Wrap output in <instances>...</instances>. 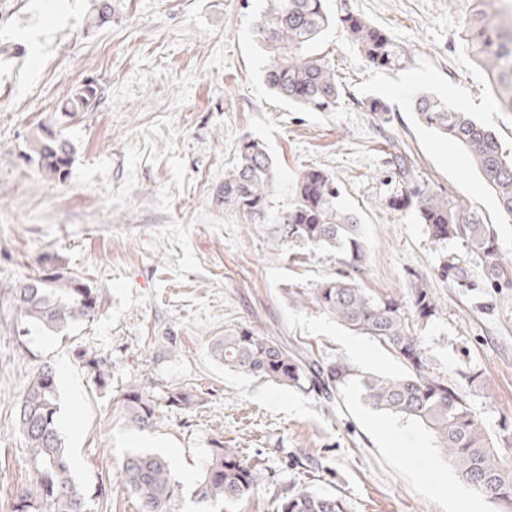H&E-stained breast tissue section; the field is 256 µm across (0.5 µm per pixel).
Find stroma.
Wrapping results in <instances>:
<instances>
[{"mask_svg": "<svg viewBox=\"0 0 512 512\" xmlns=\"http://www.w3.org/2000/svg\"><path fill=\"white\" fill-rule=\"evenodd\" d=\"M111 4L99 27L94 0H0V512H13L14 491L31 479L17 407L44 365L55 373L59 433L92 512H138L118 480L130 449L171 461L168 512H215L194 490L218 439L260 472L236 512H276L287 488L305 485L341 498L345 512H497L423 426L373 409L357 385L325 397L229 370L210 353L212 339L247 327L365 373L405 372L389 347L285 293L347 270L342 252L282 231L299 175L324 169L339 205L363 224L360 286L402 301L414 281L432 289L439 313L417 331L428 371L462 387L512 461V438L502 436L512 424V288H491L460 242L434 243L414 212L385 205L398 187V145L419 180L478 212L512 256V219L467 154L412 107L435 96L512 145V112L495 101L465 32L472 0H328L330 12L356 11L389 32L403 54L398 67H373L341 25L330 26L318 48L345 89L330 112L268 87L253 34L265 0ZM90 80L99 102L64 121L75 149L69 174L47 181L24 162L26 141L39 123L61 119L70 92ZM374 97L390 105L389 119L366 111ZM246 138L264 144L276 173L259 224L218 194ZM444 260L464 270L463 286L438 277ZM46 267L84 277L100 312L64 336L18 335L10 291ZM84 351L109 362L106 386L83 367ZM147 377L159 413L142 430L125 422L120 399ZM176 387L195 391L198 404L169 406Z\"/></svg>", "mask_w": 512, "mask_h": 512, "instance_id": "1", "label": "stroma"}]
</instances>
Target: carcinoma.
<instances>
[{
	"label": "carcinoma",
	"instance_id": "1",
	"mask_svg": "<svg viewBox=\"0 0 512 512\" xmlns=\"http://www.w3.org/2000/svg\"><path fill=\"white\" fill-rule=\"evenodd\" d=\"M505 0H476V10L466 19L477 62L490 77V91L512 111V11L505 14ZM340 20L367 62L389 68L400 51L389 34L354 11L333 16L325 0H266L255 19L253 32L267 59L265 80L276 95L317 112H329L342 99L335 64L319 51L322 33ZM98 89L84 84L64 105V116L73 117L96 104ZM423 124L454 140L468 153L495 192L499 210L512 218V149L503 147L493 129L428 95L414 100ZM74 147L63 133L39 124L31 133L28 163H35L49 179L61 180L72 163ZM399 191L389 197V208L412 209L438 244L459 241L483 264L490 284L512 288V257L500 252L496 235L480 214L449 196L417 181L407 156L396 151ZM273 162L255 139L241 142L238 162L224 175L220 197L244 216L257 222L264 216L274 187ZM339 187L322 169L310 168L298 177L293 202L283 217L284 237L310 248H333L345 253L346 265L358 273L367 260L362 224L356 214L338 206ZM409 304L377 296L359 286L356 279L340 275L318 281L289 295L312 304L349 330L371 336L390 347L407 365L401 375L358 373L336 359L319 361L288 349L270 336L248 328L224 334L211 346L225 366L278 385L312 387L329 393L351 382L359 385L362 399L372 408L424 425L437 447L448 457L459 477L498 505V512H512V466L495 448L472 414L462 389L436 378L428 364L417 328L437 316L439 302L429 288L416 280L410 285ZM22 331L38 329L61 334L80 321L95 317L100 299L75 273L43 270L25 279L12 293ZM96 383L105 386L111 376L107 360L78 353ZM155 381L144 379L129 385L120 400L125 420L140 429L157 419ZM169 405L190 409L194 395L175 388L166 395ZM58 392L53 370L39 368L18 403L17 419L30 450L35 485L15 492V512H90L84 490L72 475V464L57 429ZM121 483L136 498L138 512H167L175 491L171 462L157 454L132 449L125 453L119 470ZM259 484L256 467L235 448L214 442L200 476L195 495L222 504V509L247 499ZM277 512H344L342 500L301 487L285 494Z\"/></svg>",
	"mask_w": 512,
	"mask_h": 512
}]
</instances>
